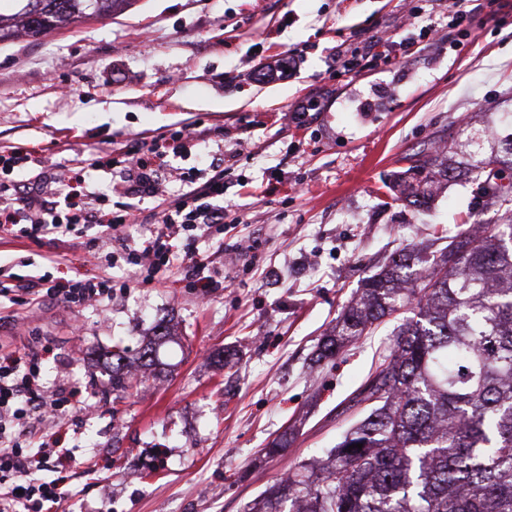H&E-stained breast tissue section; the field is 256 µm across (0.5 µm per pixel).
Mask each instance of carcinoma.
Here are the masks:
<instances>
[{
    "mask_svg": "<svg viewBox=\"0 0 512 512\" xmlns=\"http://www.w3.org/2000/svg\"><path fill=\"white\" fill-rule=\"evenodd\" d=\"M0 10V43L38 37L128 8L132 0H23ZM413 181L391 195L418 211L442 179L465 175L473 198L512 205V113L468 133L457 159L407 154ZM418 268V249L391 257L344 306L316 362L333 359L412 305L356 396L363 416L326 458H312L263 491L246 512H512V224L465 229ZM167 332L145 345L150 368ZM130 365L112 347V384ZM362 448H356V445Z\"/></svg>",
    "mask_w": 512,
    "mask_h": 512,
    "instance_id": "1",
    "label": "carcinoma"
}]
</instances>
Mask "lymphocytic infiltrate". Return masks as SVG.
<instances>
[{
	"label": "lymphocytic infiltrate",
	"mask_w": 512,
	"mask_h": 512,
	"mask_svg": "<svg viewBox=\"0 0 512 512\" xmlns=\"http://www.w3.org/2000/svg\"><path fill=\"white\" fill-rule=\"evenodd\" d=\"M17 152L0 153V224L13 236L54 240L76 228L97 229L102 238L119 243L120 256L135 266L134 281L94 277L61 285L48 264L34 266L25 275L0 281V305L35 307L58 301L73 308L111 300L115 290L129 285L153 284L157 273L182 262L193 283L210 287L207 262L200 242L224 232V176L201 179L191 172L185 178L190 188L160 198L158 210L139 219L135 201L158 195L162 169L134 160L132 152L117 148L114 155L85 159L91 170H115L120 181L114 191L126 199L110 210L111 197L74 186L71 178L56 179L52 196L14 181L16 168L26 163ZM142 223L143 232L132 241L123 234L128 224ZM45 353L32 349L21 357L0 355V512H57L68 496L69 467L75 461L72 449L59 447L55 433L45 428L48 420L76 412L81 394L59 389L46 392L43 382Z\"/></svg>",
	"instance_id": "obj_1"
}]
</instances>
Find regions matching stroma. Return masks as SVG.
<instances>
[{
    "label": "stroma",
    "mask_w": 512,
    "mask_h": 512,
    "mask_svg": "<svg viewBox=\"0 0 512 512\" xmlns=\"http://www.w3.org/2000/svg\"><path fill=\"white\" fill-rule=\"evenodd\" d=\"M453 0H136L123 14L38 38L0 43V150L39 156L14 172L34 185L78 171L89 154L184 126L207 143L168 157L163 189L181 173L231 165L224 233L203 244L213 288L180 270L147 288L70 309L0 311V351L46 348L48 389L81 387L82 411L55 425L74 449L65 512H244L277 478L332 448L359 417L354 398L412 307L387 317L335 359L311 364L321 338L364 279L391 255L461 222L503 224L461 181L429 211L378 204L404 154H451L473 129L512 109V0H469L468 40H420L417 10L439 19ZM419 39L408 56L365 59L337 75L336 46L381 31ZM296 63L266 82L268 64ZM318 97L305 127L292 104ZM110 247L92 233L57 240L0 237V268L52 257L65 281L108 274ZM166 326L151 369L112 388L113 345L137 352ZM288 448H266L284 430Z\"/></svg>",
    "instance_id": "stroma-1"
}]
</instances>
